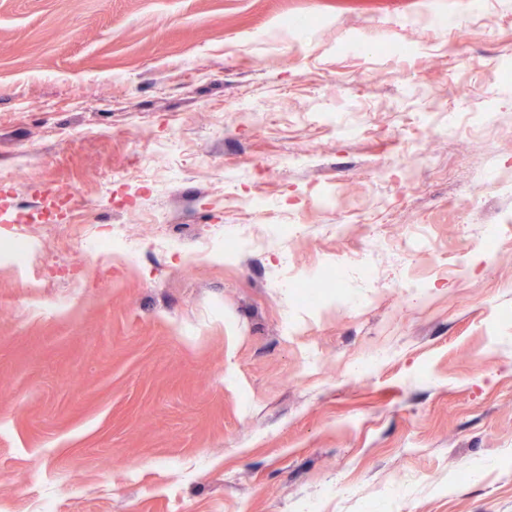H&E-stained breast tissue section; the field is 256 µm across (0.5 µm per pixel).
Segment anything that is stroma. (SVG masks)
<instances>
[{
	"mask_svg": "<svg viewBox=\"0 0 512 512\" xmlns=\"http://www.w3.org/2000/svg\"><path fill=\"white\" fill-rule=\"evenodd\" d=\"M471 8L0 0V235L37 244L0 262V512H512V193L479 187L512 181V35L458 40ZM379 34L413 53L346 52ZM51 188L77 217L15 222ZM243 224L266 249L225 257Z\"/></svg>",
	"mask_w": 512,
	"mask_h": 512,
	"instance_id": "1",
	"label": "stroma"
}]
</instances>
